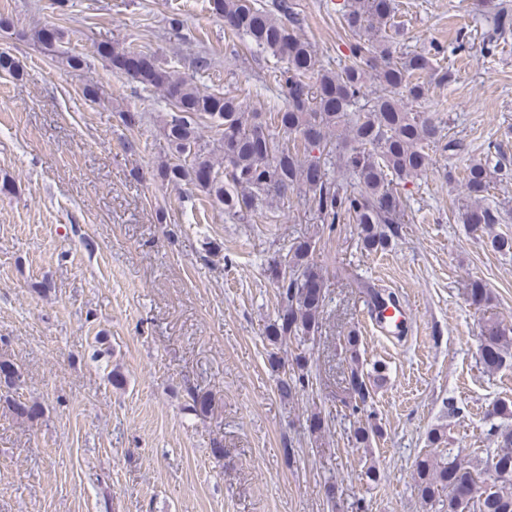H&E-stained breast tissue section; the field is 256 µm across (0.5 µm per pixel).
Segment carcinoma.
<instances>
[{"instance_id": "cac0c4a2", "label": "carcinoma", "mask_w": 512, "mask_h": 512, "mask_svg": "<svg viewBox=\"0 0 512 512\" xmlns=\"http://www.w3.org/2000/svg\"><path fill=\"white\" fill-rule=\"evenodd\" d=\"M493 11L487 35V57L498 52L501 41L512 32V10L485 0ZM213 15L224 20V33L233 40L247 38L260 52L285 63L278 85L283 105L265 111L248 110L234 95L210 92L190 76H182L163 65L159 58L131 44L102 40L98 55L112 68L125 73L143 88L160 92L168 112L161 129L170 158L157 169L158 177L176 186L191 185L216 198L224 209L242 220L260 210L288 204L299 192L308 202L314 219L336 224L344 217L358 230L360 249L386 250L399 235L405 201L398 186L419 178L428 168L430 151L444 145L453 153L460 143H442V127L419 110L431 79L448 80L446 71L434 68L433 58L444 52L440 45L421 53H404L398 47L395 0H343L339 20L352 37L349 64L339 72L322 68L314 46L300 37L287 20L293 15L288 0H276L272 8L257 0H209ZM372 79L379 93L368 99L363 88ZM209 124L218 136L219 149L202 144L200 125ZM297 140L288 143V136ZM346 172L340 184L332 177L335 168ZM466 198L460 220L473 232L484 231L498 221L497 210L483 204L492 188L497 169L472 160L463 168ZM313 236L292 242L268 267L277 290L275 318L265 327L273 346L294 340L301 351L284 361L269 354L277 377V391L286 399L305 387L310 372V344L321 329L326 305L325 276L313 255ZM471 303L482 306L491 292L480 280L470 284ZM512 332L500 324L484 326L480 360L488 370L501 367L504 349ZM360 338L351 330L344 337L350 360L346 385L353 399L352 411L365 410L371 391L384 380V367L364 372L359 360ZM18 369L0 361V381L13 387ZM189 408L203 413L210 406L207 393L188 392ZM13 412L29 420L40 415L37 403L5 399ZM309 434L320 437L328 428L319 412L307 415ZM382 436L379 425L368 417L353 429L355 443L369 448ZM497 448L486 460L494 463V475L469 464L445 449L448 436L435 428L430 444L439 451L419 457L412 474L423 507L428 512H512V429L497 433Z\"/></svg>"}]
</instances>
